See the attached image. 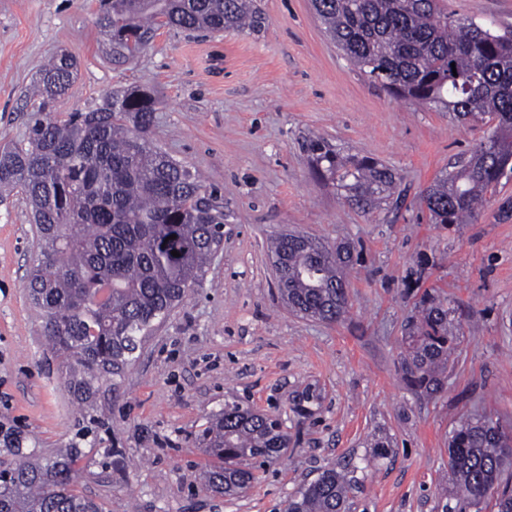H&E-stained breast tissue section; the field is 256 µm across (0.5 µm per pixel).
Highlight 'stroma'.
<instances>
[{"mask_svg": "<svg viewBox=\"0 0 512 512\" xmlns=\"http://www.w3.org/2000/svg\"><path fill=\"white\" fill-rule=\"evenodd\" d=\"M258 3L268 19L260 33L163 29L124 62L108 53L96 0H0V144L23 140L36 67L62 50L78 74L58 111L151 89L154 143L224 198V244L204 282L154 329L119 391L101 388L106 425L85 438L27 297L36 227L21 190L0 198V426L45 454L78 443V488L105 512H284L325 468L364 458L352 512H441L450 432L485 415L512 431V179L474 223H430L424 190L484 126L372 83L326 35L311 0ZM442 5L512 32V0ZM315 137L393 169L402 203L365 212L317 179L303 150ZM284 230L360 249L346 273V319L320 322L281 302L267 246ZM432 288L447 296L460 342L444 391L430 397L406 386L400 358L407 320ZM308 389L319 400L301 416ZM233 400L281 416L291 441L259 483L228 499L201 488L197 438ZM380 440L389 444L381 457ZM114 444L126 471L104 457Z\"/></svg>", "mask_w": 512, "mask_h": 512, "instance_id": "obj_1", "label": "stroma"}]
</instances>
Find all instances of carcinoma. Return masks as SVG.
I'll use <instances>...</instances> for the list:
<instances>
[{"mask_svg": "<svg viewBox=\"0 0 512 512\" xmlns=\"http://www.w3.org/2000/svg\"><path fill=\"white\" fill-rule=\"evenodd\" d=\"M312 2L336 44L393 97L489 126L423 196L432 223H471L478 205L512 176V36L455 19L439 0ZM97 15L118 59L137 56L165 28L259 33L267 24L257 0H97ZM77 71L64 51L39 68L26 139L0 150V190L25 195L40 245L29 297L65 368L67 391L97 424L103 382L117 391L156 324L204 280L222 244L224 206L218 191L152 144L150 91L117 90L84 112H57ZM306 149L313 172L336 181L364 210L394 188L393 171L370 157L341 158L319 139ZM270 251L291 311L326 323L347 315L350 246L286 233ZM448 314V299L427 293L408 325L401 371L413 391L443 389L458 340ZM200 440L211 457L203 489L229 497L258 482V465L273 464L288 447L277 417L235 401L209 418ZM83 456L75 446L39 455L1 427L0 512H103L76 490ZM510 460L512 434L498 423H460L448 447L457 491L441 512H482L494 493L497 512H512V495L500 494ZM357 470L324 469L290 497L286 512H351Z\"/></svg>", "mask_w": 512, "mask_h": 512, "instance_id": "carcinoma-1", "label": "carcinoma"}]
</instances>
